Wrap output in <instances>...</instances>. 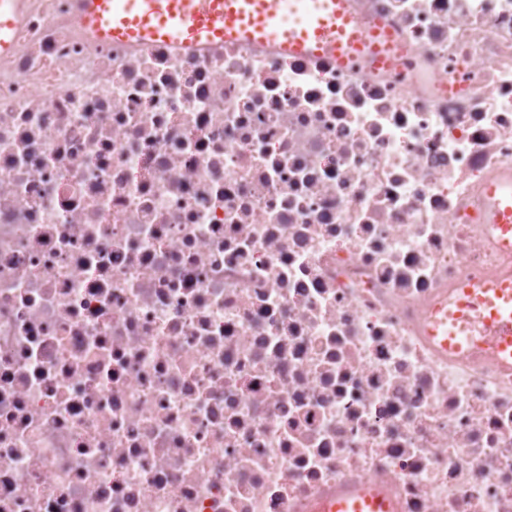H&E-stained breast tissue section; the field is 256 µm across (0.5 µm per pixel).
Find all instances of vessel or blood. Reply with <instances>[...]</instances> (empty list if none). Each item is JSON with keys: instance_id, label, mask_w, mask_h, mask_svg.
<instances>
[{"instance_id": "obj_1", "label": "vessel or blood", "mask_w": 512, "mask_h": 512, "mask_svg": "<svg viewBox=\"0 0 512 512\" xmlns=\"http://www.w3.org/2000/svg\"><path fill=\"white\" fill-rule=\"evenodd\" d=\"M83 35L103 41L207 50L224 43L272 46L297 56H329L347 65L368 35L346 0H74ZM20 0H0V54L13 52ZM499 245L512 252V180L490 193ZM429 332L450 351L490 347L512 366V273L477 279L430 318ZM312 512H396L372 482L348 497L319 501Z\"/></svg>"}]
</instances>
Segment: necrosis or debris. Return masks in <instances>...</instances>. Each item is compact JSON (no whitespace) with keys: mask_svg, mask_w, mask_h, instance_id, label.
<instances>
[{"mask_svg":"<svg viewBox=\"0 0 512 512\" xmlns=\"http://www.w3.org/2000/svg\"><path fill=\"white\" fill-rule=\"evenodd\" d=\"M389 68L80 35L0 56V512H512V368L429 318L512 271V0H350ZM492 221L500 248L512 252V179L497 184L490 193ZM352 496L319 501L312 512H397L394 504L383 496L376 484L365 482ZM367 509V510H364Z\"/></svg>","mask_w":512,"mask_h":512,"instance_id":"4bbe7bcc","label":"necrosis or debris"}]
</instances>
